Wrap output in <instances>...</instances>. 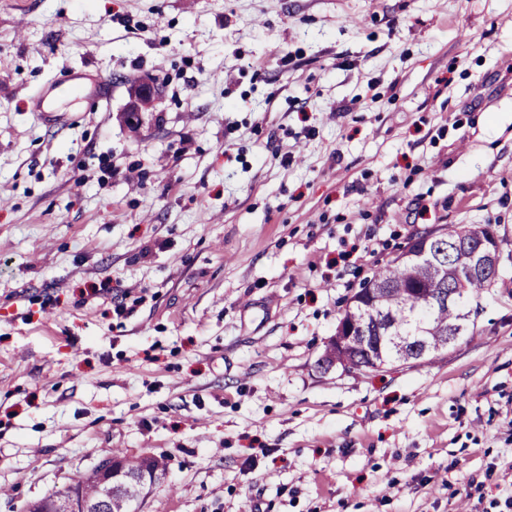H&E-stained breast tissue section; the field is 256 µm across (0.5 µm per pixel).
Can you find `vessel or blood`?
I'll return each mask as SVG.
<instances>
[{
	"instance_id": "1",
	"label": "vessel or blood",
	"mask_w": 512,
	"mask_h": 512,
	"mask_svg": "<svg viewBox=\"0 0 512 512\" xmlns=\"http://www.w3.org/2000/svg\"><path fill=\"white\" fill-rule=\"evenodd\" d=\"M67 90L76 92L84 98L89 111L92 112L97 111L99 104L112 94L109 81L93 74L74 70L70 72L65 82L51 79L32 90L28 98L31 110L37 112L46 123L57 122L59 116L56 101Z\"/></svg>"
}]
</instances>
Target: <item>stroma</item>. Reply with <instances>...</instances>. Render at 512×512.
Returning a JSON list of instances; mask_svg holds the SVG:
<instances>
[{
  "instance_id": "35a3bbf8",
  "label": "stroma",
  "mask_w": 512,
  "mask_h": 512,
  "mask_svg": "<svg viewBox=\"0 0 512 512\" xmlns=\"http://www.w3.org/2000/svg\"><path fill=\"white\" fill-rule=\"evenodd\" d=\"M83 66L103 111H29ZM444 224L502 241L473 334L325 363ZM118 450L139 512H512V0H0V512ZM156 99L157 92L154 87L148 84L135 87L124 111L128 121L132 124L136 123L142 112H150L153 109ZM111 459L120 463L128 474H132L134 476L141 477V475L146 471L152 475L153 472L157 471L158 478L162 476L165 471V466L162 462L148 457H133L124 453H118L117 455L112 456ZM123 468L117 466V464L112 461L102 467L99 472V476L104 482H108L112 479L113 486L119 485L123 482H128L133 478L126 474Z\"/></svg>"
}]
</instances>
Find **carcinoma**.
<instances>
[{
	"label": "carcinoma",
	"instance_id": "cac0c4a2",
	"mask_svg": "<svg viewBox=\"0 0 512 512\" xmlns=\"http://www.w3.org/2000/svg\"><path fill=\"white\" fill-rule=\"evenodd\" d=\"M465 231L478 242L491 235L490 224H467L448 228L447 239L426 231L416 235L414 248H425L436 257L422 261L406 250L376 269L351 298L340 323L358 327L343 349L330 344L328 362L349 361L355 368H367L398 361L416 360L423 349L438 353L455 343V337L470 333L467 306L472 289L459 287L458 270L470 264L469 254L453 248ZM134 476L144 472L164 474L162 462L124 453L112 456ZM83 512H137L142 487L126 484L103 495L102 486L90 474L76 484Z\"/></svg>",
	"mask_w": 512,
	"mask_h": 512
}]
</instances>
